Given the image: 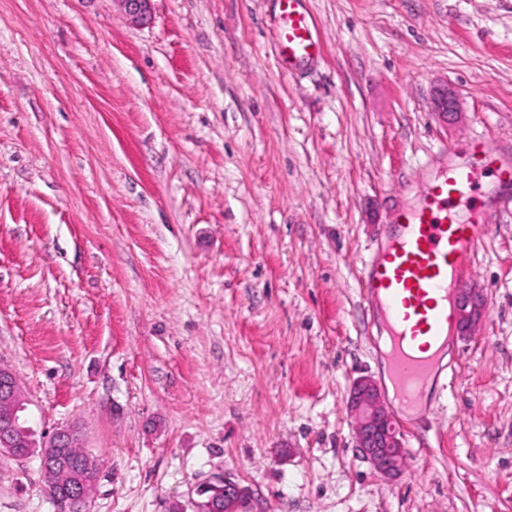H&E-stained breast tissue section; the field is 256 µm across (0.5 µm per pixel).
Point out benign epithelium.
I'll return each mask as SVG.
<instances>
[{"mask_svg": "<svg viewBox=\"0 0 512 512\" xmlns=\"http://www.w3.org/2000/svg\"><path fill=\"white\" fill-rule=\"evenodd\" d=\"M125 15L138 22L146 18L150 0H117ZM456 91L446 85L437 89L436 111L446 117L455 112ZM486 302L473 288H461L455 297L456 328L463 336L474 334L485 316ZM347 410L353 420L356 447L381 475L395 477L406 465L404 436L387 410L377 383L369 376L357 378L350 389ZM26 398L14 372L0 365V453L13 459H27L33 455L40 461L43 479L56 485L58 477L66 474L61 505H75L85 501L94 483L88 474L97 461L85 455L72 463L66 451L82 445L79 428L71 425L57 429L42 440L29 437L28 418L25 415ZM206 489L224 491V500H208L207 512H242L249 502L248 492L221 475L206 480L197 487V494Z\"/></svg>", "mask_w": 512, "mask_h": 512, "instance_id": "1", "label": "benign epithelium"}]
</instances>
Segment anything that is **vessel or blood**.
<instances>
[{"instance_id": "1", "label": "vessel or blood", "mask_w": 512, "mask_h": 512, "mask_svg": "<svg viewBox=\"0 0 512 512\" xmlns=\"http://www.w3.org/2000/svg\"><path fill=\"white\" fill-rule=\"evenodd\" d=\"M275 51L290 68L316 58L320 40L303 0H277ZM470 162L436 172L419 203L401 211L380 257L368 265L364 287L382 306L391 377L404 406L415 405L433 374L455 321L450 301L487 224L482 214L457 218L454 204L475 190L480 166L492 159L473 139Z\"/></svg>"}]
</instances>
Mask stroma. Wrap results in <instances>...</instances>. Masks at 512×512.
Instances as JSON below:
<instances>
[{"label": "stroma", "instance_id": "35a3bbf8", "mask_svg": "<svg viewBox=\"0 0 512 512\" xmlns=\"http://www.w3.org/2000/svg\"><path fill=\"white\" fill-rule=\"evenodd\" d=\"M305 6L322 51L292 71L275 0H0V365L99 459L78 512H199L217 474L251 512H512V0ZM475 136L485 317L418 408L386 398V478L347 412L386 383L361 282ZM0 512H62L37 457L0 455ZM347 410L362 457L381 475L392 478L401 474L406 465L404 436L371 377L362 376L353 382Z\"/></svg>", "mask_w": 512, "mask_h": 512}]
</instances>
